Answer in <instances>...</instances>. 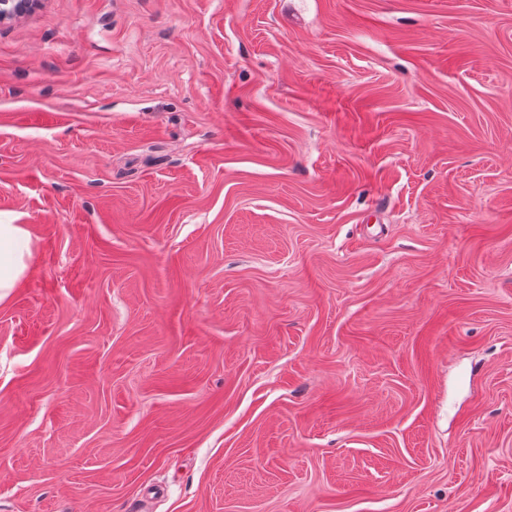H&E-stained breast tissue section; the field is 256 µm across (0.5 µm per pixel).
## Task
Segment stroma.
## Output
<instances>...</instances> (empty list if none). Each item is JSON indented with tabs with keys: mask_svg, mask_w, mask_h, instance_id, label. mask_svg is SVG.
<instances>
[{
	"mask_svg": "<svg viewBox=\"0 0 512 512\" xmlns=\"http://www.w3.org/2000/svg\"><path fill=\"white\" fill-rule=\"evenodd\" d=\"M0 221V512H512V0H39ZM30 255V237L23 224L0 222V302L15 288L26 270Z\"/></svg>",
	"mask_w": 512,
	"mask_h": 512,
	"instance_id": "stroma-1",
	"label": "stroma"
}]
</instances>
